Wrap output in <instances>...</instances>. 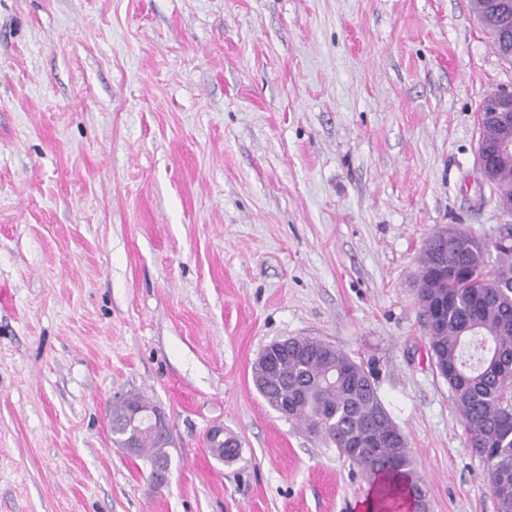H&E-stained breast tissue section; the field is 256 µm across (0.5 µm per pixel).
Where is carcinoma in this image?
Masks as SVG:
<instances>
[{
    "label": "carcinoma",
    "instance_id": "obj_1",
    "mask_svg": "<svg viewBox=\"0 0 512 512\" xmlns=\"http://www.w3.org/2000/svg\"><path fill=\"white\" fill-rule=\"evenodd\" d=\"M494 0H478V17L489 30L492 46L501 53L503 33ZM480 140L512 141V125L502 127L481 121ZM494 189L512 194V157L495 170ZM447 242L448 255L459 259L462 273L435 289L418 291L422 312H428L432 295L448 299V313L435 328L427 325L430 350L439 375L448 383L468 436V447L478 456L497 453L499 467L488 471L497 512H512V433L499 428L512 412V381L500 375V364L512 359V232L490 243L452 226L426 243L420 258L422 275L439 258L436 242ZM254 380L272 407L289 400L288 418L312 433H321L340 452L361 467L376 492L377 512H401V501L419 506L425 498L423 482L414 470L405 437L390 440L394 422L375 387L371 370L343 351L309 344L307 354L278 357L275 373L263 358L253 366ZM129 421L125 413L112 412L113 441L125 444ZM138 455L152 460L158 453L153 437L141 429Z\"/></svg>",
    "mask_w": 512,
    "mask_h": 512
}]
</instances>
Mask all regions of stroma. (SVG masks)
<instances>
[{
    "mask_svg": "<svg viewBox=\"0 0 512 512\" xmlns=\"http://www.w3.org/2000/svg\"><path fill=\"white\" fill-rule=\"evenodd\" d=\"M504 88L470 0H0V512H361L253 385L293 336L373 368L428 512H497L415 275L441 228L508 220L476 174ZM131 393L159 489L112 442ZM127 417L132 418L131 425H135V423L139 425V427L134 431L133 437L126 442L125 449L129 454L137 456L134 442L140 430L137 442L139 457L151 461L158 453L157 443L146 431L147 427H143L141 429V426L145 421H147L149 429L159 438L162 448L157 460L150 464V478L158 488L163 487L168 481V474L170 470L169 456L165 450L170 443L169 429L163 416L156 409L139 405L136 408V411L130 412ZM208 443L213 444L216 448H207L210 456L217 462L223 463L224 465L230 466L237 462L240 457L239 448H227L224 442V427L223 425L213 426L207 433ZM217 448H223L224 458L221 461Z\"/></svg>",
    "mask_w": 512,
    "mask_h": 512,
    "instance_id": "35a3bbf8",
    "label": "stroma"
}]
</instances>
